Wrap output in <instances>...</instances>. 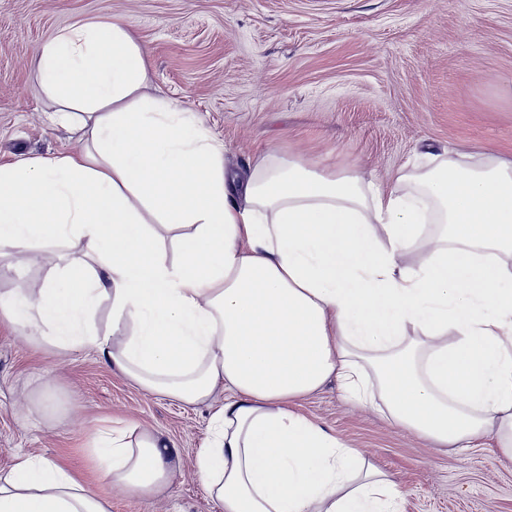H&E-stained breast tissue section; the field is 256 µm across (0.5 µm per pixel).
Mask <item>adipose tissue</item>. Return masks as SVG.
Here are the masks:
<instances>
[{
	"label": "adipose tissue",
	"mask_w": 512,
	"mask_h": 512,
	"mask_svg": "<svg viewBox=\"0 0 512 512\" xmlns=\"http://www.w3.org/2000/svg\"><path fill=\"white\" fill-rule=\"evenodd\" d=\"M81 149L0 165V255L71 239L60 278L0 295L67 349L187 405L223 392L197 474L219 512H399L395 483L292 410L328 380L358 402L375 374L392 423L455 451L496 439L512 460V160L453 151L390 187L302 161L224 170L223 139L149 90L129 25L84 22L36 62ZM178 257L166 258L168 245ZM112 304V333L88 315ZM101 482L167 490L180 452L159 432L102 429ZM0 512H109L32 454L0 473Z\"/></svg>",
	"instance_id": "obj_1"
}]
</instances>
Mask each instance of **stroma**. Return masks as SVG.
Here are the masks:
<instances>
[{"label": "stroma", "mask_w": 512, "mask_h": 512, "mask_svg": "<svg viewBox=\"0 0 512 512\" xmlns=\"http://www.w3.org/2000/svg\"><path fill=\"white\" fill-rule=\"evenodd\" d=\"M89 20L132 25L154 91L194 109L237 171L301 157L386 181L427 153L512 160V0H0V164L78 148V133L51 119L36 59ZM82 256L65 243L24 265L0 258V294ZM223 402L147 392L94 351L62 349L0 310V471L28 453L96 486L94 430L135 422L175 442L182 474L149 500L96 486L110 512H217L194 461ZM295 409L387 474L401 512H512V461L493 439L448 451L333 381Z\"/></svg>", "instance_id": "stroma-1"}]
</instances>
